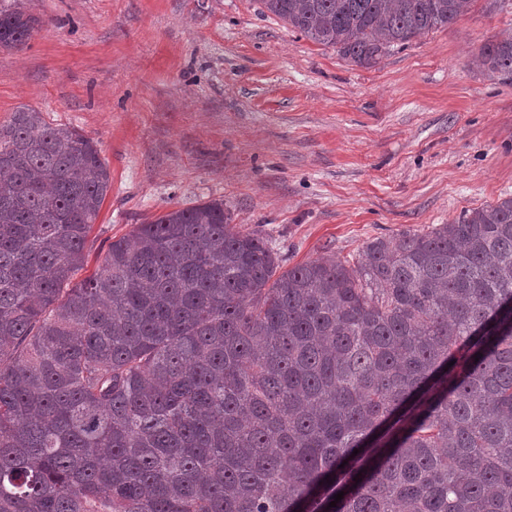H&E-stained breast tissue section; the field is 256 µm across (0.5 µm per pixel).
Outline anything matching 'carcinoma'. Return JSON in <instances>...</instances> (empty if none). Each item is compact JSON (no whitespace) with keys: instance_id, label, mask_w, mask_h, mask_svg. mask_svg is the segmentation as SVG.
<instances>
[{"instance_id":"carcinoma-1","label":"carcinoma","mask_w":512,"mask_h":512,"mask_svg":"<svg viewBox=\"0 0 512 512\" xmlns=\"http://www.w3.org/2000/svg\"><path fill=\"white\" fill-rule=\"evenodd\" d=\"M260 2L372 67L475 0ZM39 24L0 0L12 49ZM481 64L512 81L511 32ZM110 186L76 129L0 124V512H512V197L285 271L214 200L75 283Z\"/></svg>"}]
</instances>
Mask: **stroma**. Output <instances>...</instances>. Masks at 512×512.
Wrapping results in <instances>:
<instances>
[{"label":"stroma","mask_w":512,"mask_h":512,"mask_svg":"<svg viewBox=\"0 0 512 512\" xmlns=\"http://www.w3.org/2000/svg\"><path fill=\"white\" fill-rule=\"evenodd\" d=\"M24 50L0 51V124L22 107L91 138L111 188L90 236L223 200L287 265L357 258L369 240L448 224L512 196V84L481 47L512 0L365 68L288 29L258 0H31Z\"/></svg>","instance_id":"obj_1"}]
</instances>
